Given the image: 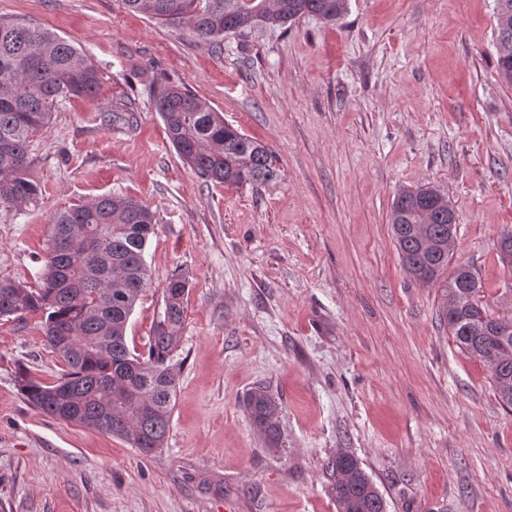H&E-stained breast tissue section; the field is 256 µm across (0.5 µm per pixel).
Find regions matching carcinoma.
<instances>
[{
	"label": "carcinoma",
	"instance_id": "1",
	"mask_svg": "<svg viewBox=\"0 0 512 512\" xmlns=\"http://www.w3.org/2000/svg\"><path fill=\"white\" fill-rule=\"evenodd\" d=\"M126 8L203 42L242 35L256 27H281L305 15L339 21L349 0H123ZM512 19V0H495V30ZM501 76L512 83V39L496 38ZM100 77L95 65L57 33L19 19L0 17V207L34 204L40 187L27 174L30 139L50 122L56 105L72 97L93 100ZM152 94L167 136L207 182L257 186L279 176L271 151L224 121L182 84L154 85ZM450 200L431 186L404 187L391 208V233L406 271L442 290L440 320L456 346L487 364L498 402L512 409V332L499 336L468 316L480 277L450 267ZM53 231L40 276L29 288L0 280V317L38 314L44 343L64 364L47 384L21 369L15 384L29 404L64 423L119 437L148 456L164 447L175 407L179 372L172 363L185 324L189 281L171 277L163 313L146 343L129 348L126 330L149 284L144 253L155 234V214L140 201L103 195L52 215ZM431 246L424 248L419 238ZM248 417L274 445L281 407L264 386L243 398ZM337 512H387V501L347 450L328 463Z\"/></svg>",
	"mask_w": 512,
	"mask_h": 512
}]
</instances>
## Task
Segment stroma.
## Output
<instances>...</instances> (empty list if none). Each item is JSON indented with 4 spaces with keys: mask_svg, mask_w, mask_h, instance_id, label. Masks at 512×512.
I'll return each mask as SVG.
<instances>
[{
    "mask_svg": "<svg viewBox=\"0 0 512 512\" xmlns=\"http://www.w3.org/2000/svg\"><path fill=\"white\" fill-rule=\"evenodd\" d=\"M494 0H350L314 16L199 43L122 0H0L81 48L98 95L59 102L31 140L34 206L0 208V279L36 285L54 212L127 195L158 220L150 286L127 336L143 348L170 277L188 278L166 444L153 456L64 424L14 376L63 364L38 315L0 317V512H336L328 462L353 452L388 512H512V412L485 363L456 346L441 291L394 246L399 189L432 185L458 216L453 263L512 316V84L497 68ZM186 85L274 154L257 187L204 181L170 144L150 94ZM130 112L132 123L105 115ZM281 402L269 447L242 405Z\"/></svg>",
    "mask_w": 512,
    "mask_h": 512,
    "instance_id": "1",
    "label": "stroma"
}]
</instances>
